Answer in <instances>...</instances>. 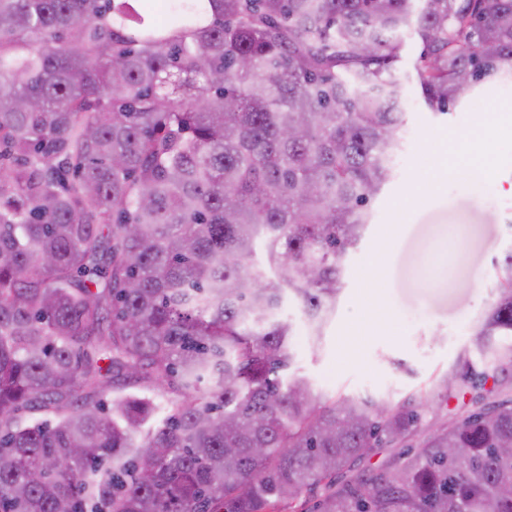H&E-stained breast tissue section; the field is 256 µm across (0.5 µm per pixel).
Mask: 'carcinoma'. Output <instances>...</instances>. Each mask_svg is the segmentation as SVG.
I'll list each match as a JSON object with an SVG mask.
<instances>
[{"label": "carcinoma", "mask_w": 512, "mask_h": 512, "mask_svg": "<svg viewBox=\"0 0 512 512\" xmlns=\"http://www.w3.org/2000/svg\"><path fill=\"white\" fill-rule=\"evenodd\" d=\"M404 29L440 111L512 73V0H0V512H512L511 252L418 447L427 395L280 378L392 177Z\"/></svg>", "instance_id": "obj_1"}]
</instances>
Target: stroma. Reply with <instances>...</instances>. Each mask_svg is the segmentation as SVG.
<instances>
[{
    "label": "stroma",
    "mask_w": 512,
    "mask_h": 512,
    "mask_svg": "<svg viewBox=\"0 0 512 512\" xmlns=\"http://www.w3.org/2000/svg\"><path fill=\"white\" fill-rule=\"evenodd\" d=\"M399 39L402 148L343 258L336 307L317 337L299 302L284 300L279 311L293 325L292 373L329 397L395 402L431 389L470 346L497 295L494 264L512 249V131L490 117L512 103V79L480 82L438 111L421 95V44L409 30ZM459 139L478 142L477 151L435 175L433 163Z\"/></svg>",
    "instance_id": "stroma-1"
}]
</instances>
